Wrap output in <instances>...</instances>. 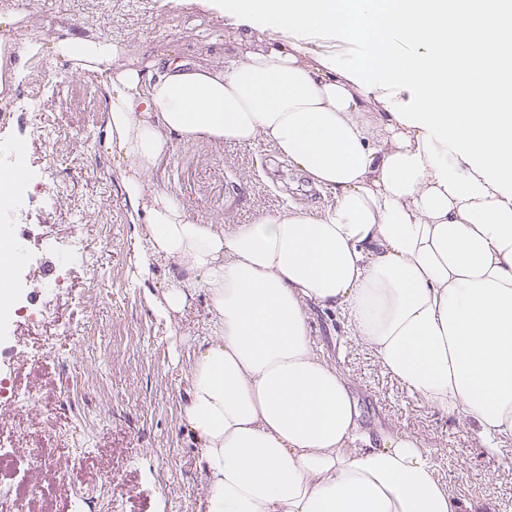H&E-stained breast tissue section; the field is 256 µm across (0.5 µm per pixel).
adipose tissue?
Listing matches in <instances>:
<instances>
[{
    "label": "adipose tissue",
    "instance_id": "1",
    "mask_svg": "<svg viewBox=\"0 0 512 512\" xmlns=\"http://www.w3.org/2000/svg\"><path fill=\"white\" fill-rule=\"evenodd\" d=\"M238 30L220 65L132 54L110 36L17 39L51 50L105 97L129 219L205 289L211 336L189 366L183 420L205 512H461L425 444L372 434L316 351L311 307L487 456L512 445V11L503 0H198ZM275 32L286 48L266 43ZM325 43L314 51L313 42ZM250 145L332 194L219 229L143 173L172 136Z\"/></svg>",
    "mask_w": 512,
    "mask_h": 512
}]
</instances>
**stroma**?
Masks as SVG:
<instances>
[{
	"label": "stroma",
	"instance_id": "35a3bbf8",
	"mask_svg": "<svg viewBox=\"0 0 512 512\" xmlns=\"http://www.w3.org/2000/svg\"><path fill=\"white\" fill-rule=\"evenodd\" d=\"M6 12L16 15L11 29L21 37L105 33L134 53L158 46L213 64L238 35L194 0H0ZM104 108L100 87L50 53L27 60L0 95V142L22 141L31 180L45 186L16 218L34 251L26 290L58 255L57 241L75 228L83 237L50 318L14 323L10 352L0 356V375L20 394L0 399V441L17 462L0 481L29 477L35 493L22 512H204L198 446L181 413L186 357L211 333V306L197 288L182 312L158 315L182 273L170 260L146 275L137 267L147 227L128 220ZM143 179L174 193L191 220L219 228L288 205L319 213L332 202L262 142L177 139ZM310 328L318 352L348 379L366 427L421 439L462 512H512V447L487 457L464 422L440 415L348 340L338 314L312 309ZM44 446L52 455L42 461ZM81 489L88 497L80 501Z\"/></svg>",
	"mask_w": 512,
	"mask_h": 512
}]
</instances>
